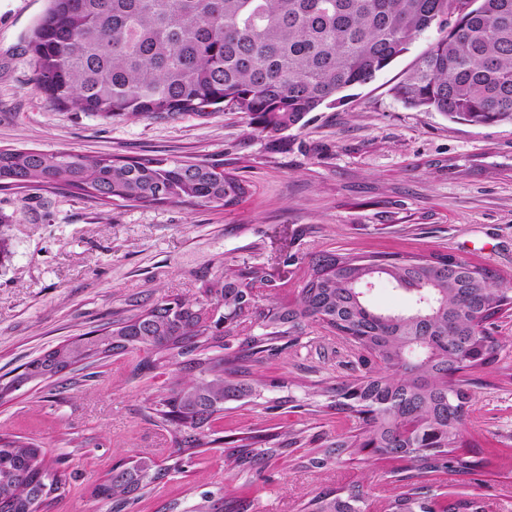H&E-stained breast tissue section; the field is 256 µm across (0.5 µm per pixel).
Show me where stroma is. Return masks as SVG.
Instances as JSON below:
<instances>
[{
	"label": "stroma",
	"mask_w": 512,
	"mask_h": 512,
	"mask_svg": "<svg viewBox=\"0 0 512 512\" xmlns=\"http://www.w3.org/2000/svg\"><path fill=\"white\" fill-rule=\"evenodd\" d=\"M49 0H0V148L169 157L221 166L250 185L236 207L189 202L103 207L62 189L0 190V377L59 344L125 314L131 301L194 298L222 268L258 265L271 284L261 305L293 300L320 251L393 257L442 253L512 276V124L473 125L409 108L393 87L434 40L418 37L372 82L304 127L252 132L243 114L209 107L167 119L105 120L54 105L37 87L29 41ZM135 354L111 357L45 384L29 383L0 404V435L37 443L60 460L65 483L44 512H109L95 487L137 453H168L173 427L148 410L165 380L133 374ZM261 402H229L213 442L187 471L170 473L133 512H189L224 486L228 441L266 446L284 429L333 438L355 433L347 415L320 410L315 388L358 375L348 347L318 328L253 366ZM473 428L463 452L479 463L458 483L425 482L440 499L478 497L485 512H512V357L478 373ZM279 402L273 412L265 401ZM355 460L335 471L279 460L233 481L249 512H302L311 493L365 484L380 512L391 469Z\"/></svg>",
	"instance_id": "stroma-1"
}]
</instances>
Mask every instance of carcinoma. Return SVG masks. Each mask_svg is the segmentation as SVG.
<instances>
[{
  "label": "carcinoma",
  "instance_id": "obj_1",
  "mask_svg": "<svg viewBox=\"0 0 512 512\" xmlns=\"http://www.w3.org/2000/svg\"><path fill=\"white\" fill-rule=\"evenodd\" d=\"M437 38L394 87L404 105L477 125L512 123V0H51L30 47L37 86L63 109L103 119L171 118L227 104L254 132L287 130L343 93L372 81L417 37ZM67 187L102 206L190 202L231 207L249 184L188 160L72 151L0 150V190ZM388 278L410 294L407 310L373 307L359 285ZM260 266L226 268L193 299L143 304L26 364L0 399L60 371L83 370L115 354L139 357L135 372L172 367L154 411L174 426L165 458L147 452L117 466L96 493L110 512L145 496L208 444L224 404L261 396V375L244 381L239 362H262L274 343L292 344L319 327L350 345L361 374L321 389L326 408L358 419L360 433L329 439L296 467L331 471L370 452L400 466L387 472L388 512H484L480 501L439 502L423 478L471 473L456 452L472 393L459 371L501 359L495 319L512 308V278L451 254L371 259L323 252L309 264L295 300L257 304ZM255 320L260 333L224 357V337ZM293 436L276 448L224 449L225 470H260L292 457ZM62 478L38 445L0 438V512H38ZM224 497L202 494L191 512H223ZM362 486L322 491L306 512H368Z\"/></svg>",
  "mask_w": 512,
  "mask_h": 512
}]
</instances>
